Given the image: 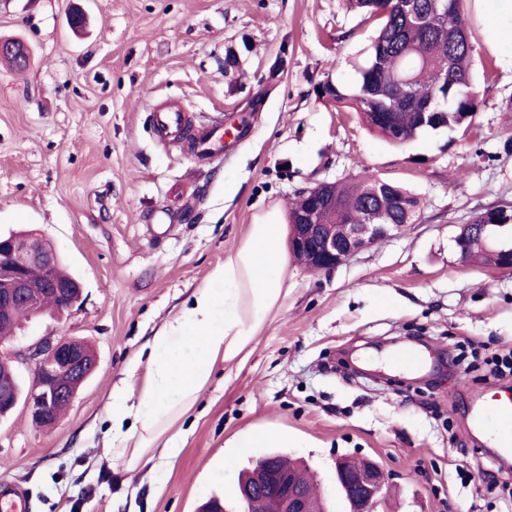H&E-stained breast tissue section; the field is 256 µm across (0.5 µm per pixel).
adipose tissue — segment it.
Masks as SVG:
<instances>
[{
	"label": "adipose tissue",
	"mask_w": 512,
	"mask_h": 512,
	"mask_svg": "<svg viewBox=\"0 0 512 512\" xmlns=\"http://www.w3.org/2000/svg\"><path fill=\"white\" fill-rule=\"evenodd\" d=\"M285 226L278 213L249 225L245 239L189 306L173 315L134 354L124 373L136 388L112 389V457L135 469L155 451L171 457L180 447L172 429L194 408L217 365L244 364L270 314L287 295Z\"/></svg>",
	"instance_id": "ef3b65f1"
}]
</instances>
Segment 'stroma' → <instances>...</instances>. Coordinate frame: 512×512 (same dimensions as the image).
<instances>
[{
    "label": "stroma",
    "instance_id": "stroma-1",
    "mask_svg": "<svg viewBox=\"0 0 512 512\" xmlns=\"http://www.w3.org/2000/svg\"><path fill=\"white\" fill-rule=\"evenodd\" d=\"M464 7L483 103L467 134L397 146L313 92L351 82L372 35L344 0H0V40L30 51L22 72L0 59V232L41 234L83 285L81 305L24 321L13 347L69 336L98 359L53 430L20 408L0 419V482L24 489L27 512H200L213 497L240 512L215 474L249 467L261 451L240 442L267 425L326 512H349L342 454L387 475L378 512H505L512 495L482 475L496 459L473 430L472 394L498 385L488 357L512 352V269L462 262L455 237L476 212L512 205V10ZM254 97L228 151L201 160L157 134L164 107L210 130ZM366 171L415 195L417 223L329 273L289 259L282 306L244 366L215 368L180 422V452L132 471L114 461L107 407L127 360L249 224ZM397 343L422 350L424 368H389Z\"/></svg>",
    "mask_w": 512,
    "mask_h": 512
}]
</instances>
